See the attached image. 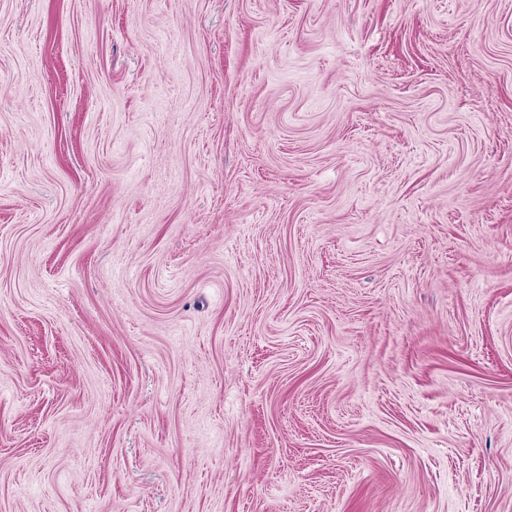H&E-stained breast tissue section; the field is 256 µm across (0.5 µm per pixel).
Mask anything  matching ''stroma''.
<instances>
[{
  "mask_svg": "<svg viewBox=\"0 0 512 512\" xmlns=\"http://www.w3.org/2000/svg\"><path fill=\"white\" fill-rule=\"evenodd\" d=\"M0 512H512V0H0Z\"/></svg>",
  "mask_w": 512,
  "mask_h": 512,
  "instance_id": "35a3bbf8",
  "label": "stroma"
}]
</instances>
